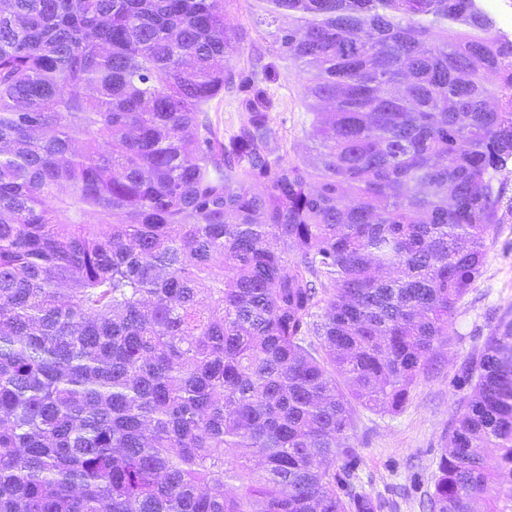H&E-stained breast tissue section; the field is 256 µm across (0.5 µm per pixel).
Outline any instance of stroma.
Returning <instances> with one entry per match:
<instances>
[{
  "label": "stroma",
  "mask_w": 512,
  "mask_h": 512,
  "mask_svg": "<svg viewBox=\"0 0 512 512\" xmlns=\"http://www.w3.org/2000/svg\"><path fill=\"white\" fill-rule=\"evenodd\" d=\"M225 18L244 54L230 63L233 92L210 106L213 121L221 131L231 132L244 117L245 101L264 94L281 134L279 153L289 162L309 160L313 144L306 133L313 114L306 67L288 63L254 0H228ZM499 216L482 274L457 304L450 339L434 368L411 389L399 412L362 407L354 412L348 443L358 453L355 483L382 503L381 512H420L419 499L433 487L437 461L448 446L463 396L452 380L463 361L482 349L500 319L512 318V208L501 209Z\"/></svg>",
  "instance_id": "stroma-1"
}]
</instances>
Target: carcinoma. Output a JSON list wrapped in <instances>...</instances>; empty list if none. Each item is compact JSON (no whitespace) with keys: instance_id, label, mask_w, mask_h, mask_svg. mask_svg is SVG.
<instances>
[{"instance_id":"1","label":"carcinoma","mask_w":512,"mask_h":512,"mask_svg":"<svg viewBox=\"0 0 512 512\" xmlns=\"http://www.w3.org/2000/svg\"><path fill=\"white\" fill-rule=\"evenodd\" d=\"M227 2L0 0V512L382 508L353 407L404 406L481 274L512 40L483 0H255L311 74L288 163L264 96L209 116ZM455 386L422 512H506L512 319Z\"/></svg>"}]
</instances>
